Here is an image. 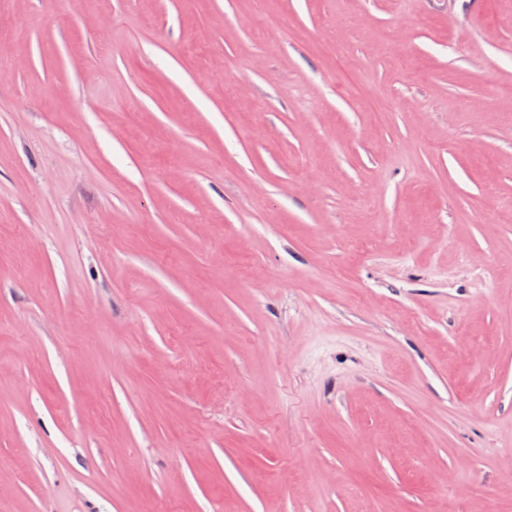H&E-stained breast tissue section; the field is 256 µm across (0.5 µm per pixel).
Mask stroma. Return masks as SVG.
<instances>
[{
	"label": "stroma",
	"instance_id": "stroma-1",
	"mask_svg": "<svg viewBox=\"0 0 512 512\" xmlns=\"http://www.w3.org/2000/svg\"><path fill=\"white\" fill-rule=\"evenodd\" d=\"M0 512H512V0H0Z\"/></svg>",
	"mask_w": 512,
	"mask_h": 512
}]
</instances>
